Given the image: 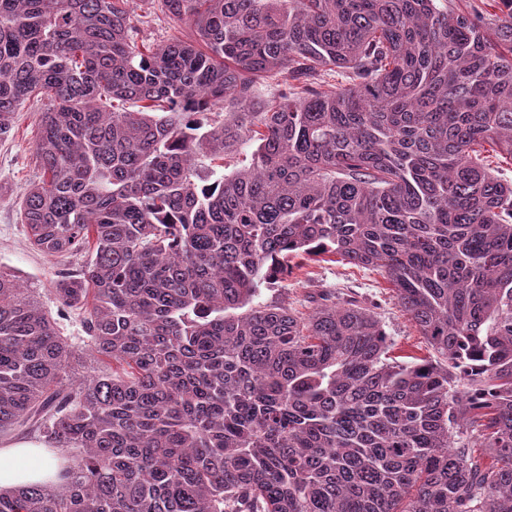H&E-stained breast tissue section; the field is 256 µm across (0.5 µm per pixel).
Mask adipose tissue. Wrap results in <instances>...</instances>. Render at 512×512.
I'll use <instances>...</instances> for the list:
<instances>
[{
  "label": "adipose tissue",
  "instance_id": "obj_1",
  "mask_svg": "<svg viewBox=\"0 0 512 512\" xmlns=\"http://www.w3.org/2000/svg\"><path fill=\"white\" fill-rule=\"evenodd\" d=\"M56 455L45 448L19 443L0 448V488L9 489L54 481Z\"/></svg>",
  "mask_w": 512,
  "mask_h": 512
}]
</instances>
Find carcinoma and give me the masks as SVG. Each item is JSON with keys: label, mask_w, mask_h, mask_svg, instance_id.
Listing matches in <instances>:
<instances>
[{"label": "carcinoma", "mask_w": 512, "mask_h": 512, "mask_svg": "<svg viewBox=\"0 0 512 512\" xmlns=\"http://www.w3.org/2000/svg\"><path fill=\"white\" fill-rule=\"evenodd\" d=\"M150 2L195 42L138 44L133 0H0V138L43 102L28 239L89 254L55 295L124 367L66 382L0 271V435L62 459L0 512H512V184L482 155L512 158V0ZM301 254L380 271L436 359L388 361L329 291L252 304Z\"/></svg>", "instance_id": "obj_1"}]
</instances>
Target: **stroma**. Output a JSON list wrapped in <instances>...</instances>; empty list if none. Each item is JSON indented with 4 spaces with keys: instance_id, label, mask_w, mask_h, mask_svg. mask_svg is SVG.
<instances>
[{
    "instance_id": "35a3bbf8",
    "label": "stroma",
    "mask_w": 512,
    "mask_h": 512,
    "mask_svg": "<svg viewBox=\"0 0 512 512\" xmlns=\"http://www.w3.org/2000/svg\"><path fill=\"white\" fill-rule=\"evenodd\" d=\"M137 42L163 44L174 38L189 39L190 31L179 22L153 10L140 0L133 18ZM40 104L28 101L19 112L7 140L0 142V269L13 274L19 283L33 291L57 322L64 336L84 354L67 370V377L80 380L90 372L108 373L111 359L89 352L80 324L79 310L60 306L53 288L62 273L77 269L83 256L61 259L33 248L19 211L26 190L37 181L39 169L34 146L39 134ZM324 288L337 295H351L365 302L375 313L387 335L394 356L428 359L432 350L417 327L398 304L383 275L369 267H356L340 257L321 255L294 259L288 275L276 285L260 287L255 297L259 305L285 304L309 314L306 294Z\"/></svg>"
}]
</instances>
